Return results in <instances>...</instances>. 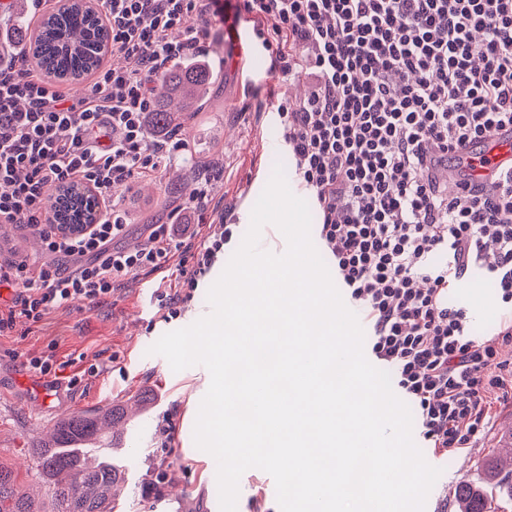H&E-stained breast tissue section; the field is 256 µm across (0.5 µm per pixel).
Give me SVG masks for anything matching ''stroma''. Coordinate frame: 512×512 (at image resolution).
I'll return each mask as SVG.
<instances>
[{
  "label": "stroma",
  "mask_w": 512,
  "mask_h": 512,
  "mask_svg": "<svg viewBox=\"0 0 512 512\" xmlns=\"http://www.w3.org/2000/svg\"><path fill=\"white\" fill-rule=\"evenodd\" d=\"M217 78L202 109L178 128L189 148L159 178L136 180L126 194L125 208L132 223L124 247H135L149 224L166 220L188 199L204 173L222 172L224 197L237 203L239 233H246L254 207L272 174L274 160H288L282 129L270 114L271 96L284 91L290 98H307L310 77L282 80L272 73L261 81L239 84L237 73L223 53L209 56ZM224 270L216 264L193 293L181 316L169 322L148 320L136 307L138 289H154L153 276L139 274L135 287L89 309L60 307L36 324L18 323L11 335L0 336V466L14 471L29 495L47 500L33 454L47 440L60 418L77 411L111 404L124 405L128 419L118 431L129 448L131 461L123 483L116 488L118 512H220L217 463L194 443L196 409L206 394L210 375L201 365L175 372L167 360L150 354V347L165 333L189 326L206 315L207 292ZM474 303L481 311L472 322L474 334H493L504 314L491 280L474 283ZM52 354L68 362V375L80 383L66 390L53 413H39L30 403L36 376L25 366L29 357ZM96 376H87L89 366ZM175 426L172 447L160 445L159 427ZM512 423V398L492 402L484 430L470 448L436 455L424 449L428 462L442 474L433 486L425 512H460L453 497L463 480L481 484L483 462L503 452L501 432ZM270 475L258 468L246 470L239 481L237 512H280L277 501L264 493ZM158 484L159 494L144 495L147 484ZM185 493V504L174 503Z\"/></svg>",
  "instance_id": "35a3bbf8"
}]
</instances>
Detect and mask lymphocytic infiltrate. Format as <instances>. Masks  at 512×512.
Listing matches in <instances>:
<instances>
[{
  "label": "lymphocytic infiltrate",
  "mask_w": 512,
  "mask_h": 512,
  "mask_svg": "<svg viewBox=\"0 0 512 512\" xmlns=\"http://www.w3.org/2000/svg\"><path fill=\"white\" fill-rule=\"evenodd\" d=\"M123 67L95 70L84 94L51 86L17 59L0 65V215L39 237L49 259L0 261V335L60 306H91L157 275L155 313L179 317L224 258L235 228L215 176L139 246L117 247L125 191L158 177L188 144L154 128L170 66L198 57L213 26L252 17V45L272 73L313 77L301 101L277 97L283 142L319 213L318 240L336 284L363 319L367 353L392 370L399 395L436 453L468 448L493 396L512 395V320L475 336L448 302L484 267L512 307V167L451 197L437 171L458 149L512 128V0H97ZM91 186L100 218L80 237L48 221L51 188ZM222 223L203 234L200 220Z\"/></svg>",
  "instance_id": "obj_1"
}]
</instances>
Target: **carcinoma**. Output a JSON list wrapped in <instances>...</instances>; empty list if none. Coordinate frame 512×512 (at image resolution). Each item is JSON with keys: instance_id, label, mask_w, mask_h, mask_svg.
<instances>
[{"instance_id": "cac0c4a2", "label": "carcinoma", "mask_w": 512, "mask_h": 512, "mask_svg": "<svg viewBox=\"0 0 512 512\" xmlns=\"http://www.w3.org/2000/svg\"><path fill=\"white\" fill-rule=\"evenodd\" d=\"M109 35L83 0H71L40 20L35 39H20L0 52L32 55L50 79L81 82L96 69L105 56ZM214 81L210 70L195 65L170 70L158 90L155 102L156 124L170 127L181 114L172 109L176 101L187 107L202 103ZM82 206L78 199L59 196L49 221L75 224ZM125 410L120 405L88 409L59 420L50 439L37 449L38 466L50 488L49 512H115L112 489L124 477L114 460L96 465L86 462V453L101 438L107 424L122 422ZM488 482L484 486L461 482L455 488L461 512H492L493 498L512 500V457L493 456L485 462ZM0 512H44L17 484L11 472L0 468Z\"/></svg>"}]
</instances>
